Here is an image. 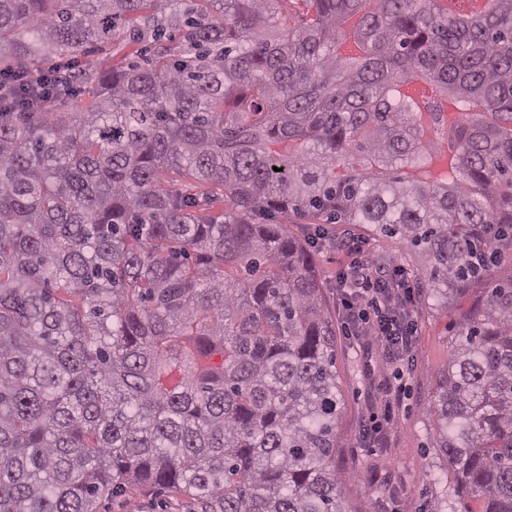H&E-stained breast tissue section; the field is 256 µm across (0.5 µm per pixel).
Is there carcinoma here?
<instances>
[{
  "label": "carcinoma",
  "mask_w": 512,
  "mask_h": 512,
  "mask_svg": "<svg viewBox=\"0 0 512 512\" xmlns=\"http://www.w3.org/2000/svg\"><path fill=\"white\" fill-rule=\"evenodd\" d=\"M301 2L292 23L280 0H0V512H96L133 483L347 512L327 224L398 239L435 301L471 300L432 401L436 512H512V0ZM112 41L146 60L78 63ZM46 57L87 109L53 75L32 104L14 69ZM416 79L461 105L447 169Z\"/></svg>",
  "instance_id": "obj_1"
}]
</instances>
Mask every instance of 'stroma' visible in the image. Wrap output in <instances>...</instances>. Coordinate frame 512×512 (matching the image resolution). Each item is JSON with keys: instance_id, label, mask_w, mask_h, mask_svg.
<instances>
[{"instance_id": "35a3bbf8", "label": "stroma", "mask_w": 512, "mask_h": 512, "mask_svg": "<svg viewBox=\"0 0 512 512\" xmlns=\"http://www.w3.org/2000/svg\"><path fill=\"white\" fill-rule=\"evenodd\" d=\"M330 235L317 255V274L336 332V370L343 394L336 423V465L345 478L346 505L349 512H434L449 476L432 448L436 418L431 401L436 377L448 361L451 314L431 299L419 297L413 308L418 341L412 363L384 365L381 347L364 338H349L338 314L336 274L347 262L339 243L351 236L362 238L376 265L394 260L414 276L420 275L422 261L399 240L350 224L331 225ZM389 381L401 384L403 394L390 450L385 453L367 447L362 429L368 394L379 393ZM98 512L200 510L191 496L132 486L125 494L102 497Z\"/></svg>"}]
</instances>
